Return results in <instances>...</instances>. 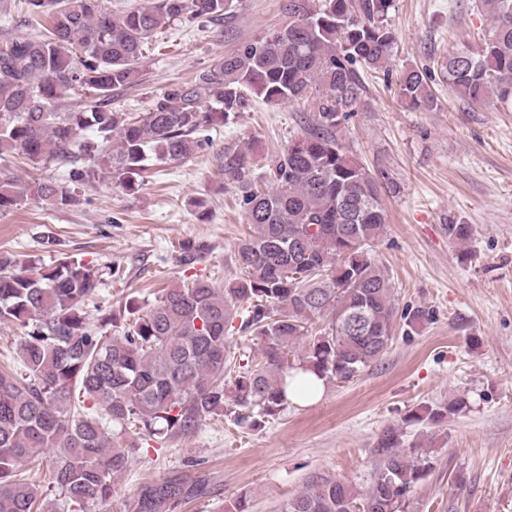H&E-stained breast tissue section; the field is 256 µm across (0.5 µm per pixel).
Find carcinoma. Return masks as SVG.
Instances as JSON below:
<instances>
[{"label": "carcinoma", "instance_id": "carcinoma-1", "mask_svg": "<svg viewBox=\"0 0 512 512\" xmlns=\"http://www.w3.org/2000/svg\"><path fill=\"white\" fill-rule=\"evenodd\" d=\"M103 0H23L49 18L39 32L0 47V158L14 154L37 169L68 168L69 182L38 177L27 189L0 172V213L27 193L51 206L78 203L72 183L110 174L128 189L144 181L147 160L178 163L203 145L202 131L256 97L287 104L310 97L317 110L269 170L271 186L249 173L246 148L224 156L250 232L239 239L244 274L226 288L207 281L166 288L146 308L136 297L117 310L90 307L103 273L75 257L35 273L0 257V323L24 329L19 367L0 365V512H67L112 497L114 479L132 465L136 436H190L210 418L254 428L288 405L287 378L310 371L348 382L381 361L396 330L390 279L367 247L385 231L379 182L339 142L338 128L364 92L360 71L389 73L394 0H288L279 28L240 44L213 67L159 96L143 114L112 109L115 94L138 84L139 61L153 37L177 21H219L234 0H147L114 12ZM490 19L475 49L450 55L448 83L473 103L512 102V0H477ZM426 68L406 67L398 95L412 107L436 104ZM87 90L76 111L61 100ZM204 246H181V263ZM247 302L240 326L251 355L231 386L226 327ZM331 319L322 326L316 320ZM403 335L430 312L402 313ZM79 393L91 405L75 403ZM468 408L463 396L423 406L406 422L436 423ZM368 489L329 480L287 499L281 512H403L433 462L407 450L389 426L372 448ZM44 456L48 482L24 465ZM169 483L146 487L139 512L177 495Z\"/></svg>", "mask_w": 512, "mask_h": 512}]
</instances>
